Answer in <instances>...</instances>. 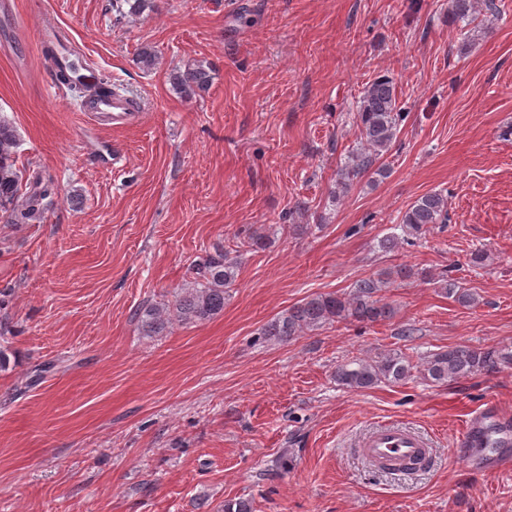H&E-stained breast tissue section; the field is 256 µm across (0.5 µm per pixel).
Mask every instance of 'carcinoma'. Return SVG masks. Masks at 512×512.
Returning <instances> with one entry per match:
<instances>
[{"instance_id":"cac0c4a2","label":"carcinoma","mask_w":512,"mask_h":512,"mask_svg":"<svg viewBox=\"0 0 512 512\" xmlns=\"http://www.w3.org/2000/svg\"><path fill=\"white\" fill-rule=\"evenodd\" d=\"M44 59L57 83L77 94L79 98L101 97L116 92L112 81L93 70L73 78L54 44L43 46ZM172 83L182 97L191 99L209 89L211 68L199 62L194 67L176 73ZM403 113L397 110L394 79L383 75L366 88L356 116L362 148L351 154L340 171L338 190L346 192L353 180L369 171L388 150L398 133ZM17 135L14 127L0 116V218L5 223L21 228L41 224L52 198L58 193L53 178L37 172L28 189H23V172L17 167ZM448 222V198L439 192L426 193L417 198L401 218L403 236L420 237L431 224ZM238 262L222 246L193 266V281L170 304L147 306L138 312L145 336H161L178 322L191 324L209 320L224 310L226 290L236 281ZM421 273L407 265L362 278L348 292L316 295L294 305L273 318L262 328V335L270 340L288 342L306 330L342 321L377 323L390 320L395 308L385 296L387 288L397 281H407ZM441 289L452 301L471 307L477 299L470 289L458 281L441 276ZM512 365V350L507 348L482 349L455 345L429 354L424 362V378L443 384ZM414 365L401 351L380 352L369 359L352 358L336 368L339 387L348 391L370 389L380 383H399L410 376Z\"/></svg>"}]
</instances>
